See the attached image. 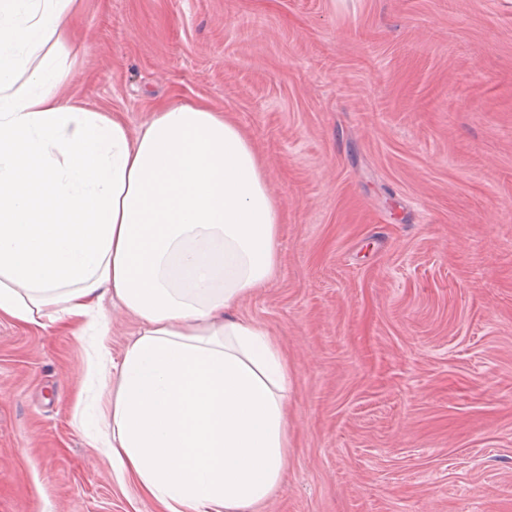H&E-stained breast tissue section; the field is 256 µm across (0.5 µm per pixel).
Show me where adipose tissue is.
Instances as JSON below:
<instances>
[{
  "label": "adipose tissue",
  "instance_id": "1",
  "mask_svg": "<svg viewBox=\"0 0 512 512\" xmlns=\"http://www.w3.org/2000/svg\"><path fill=\"white\" fill-rule=\"evenodd\" d=\"M80 0H0V318L92 329L106 423L89 438L158 512H252L288 467L287 355L236 308L278 264L277 199L205 104L137 135L75 104ZM141 322L120 366L106 302Z\"/></svg>",
  "mask_w": 512,
  "mask_h": 512
}]
</instances>
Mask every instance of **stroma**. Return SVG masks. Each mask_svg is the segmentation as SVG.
<instances>
[{"label": "stroma", "instance_id": "stroma-1", "mask_svg": "<svg viewBox=\"0 0 512 512\" xmlns=\"http://www.w3.org/2000/svg\"><path fill=\"white\" fill-rule=\"evenodd\" d=\"M76 104L249 138L279 261L237 308L290 364L259 512H512V0H82ZM92 332L0 319V512H157L88 448Z\"/></svg>", "mask_w": 512, "mask_h": 512}]
</instances>
